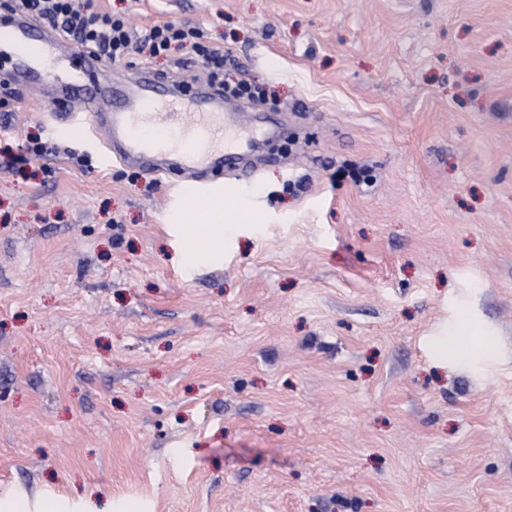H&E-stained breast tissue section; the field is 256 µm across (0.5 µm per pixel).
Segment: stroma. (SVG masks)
Returning a JSON list of instances; mask_svg holds the SVG:
<instances>
[{"mask_svg":"<svg viewBox=\"0 0 512 512\" xmlns=\"http://www.w3.org/2000/svg\"><path fill=\"white\" fill-rule=\"evenodd\" d=\"M102 2L263 89L218 180L262 220L190 256L174 180L13 86L5 139L52 150L0 156V512H512V0ZM44 152L45 145L38 140L27 142L26 154L13 153L12 147L9 144L0 147V153L8 157L10 166L28 164L32 159L40 157Z\"/></svg>","mask_w":512,"mask_h":512,"instance_id":"35a3bbf8","label":"stroma"}]
</instances>
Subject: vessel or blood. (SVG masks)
<instances>
[{
	"mask_svg": "<svg viewBox=\"0 0 512 512\" xmlns=\"http://www.w3.org/2000/svg\"><path fill=\"white\" fill-rule=\"evenodd\" d=\"M0 32L16 56L9 66L14 83L54 87L53 117L62 125L101 138L120 163L151 174H177L185 184L182 214L223 204L212 178L242 158L245 130L224 111V93L183 90L141 71L131 92L117 90L96 54L24 15L0 16Z\"/></svg>",
	"mask_w": 512,
	"mask_h": 512,
	"instance_id": "b4317fda",
	"label": "vessel or blood"
}]
</instances>
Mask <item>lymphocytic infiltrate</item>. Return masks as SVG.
Masks as SVG:
<instances>
[{
  "label": "lymphocytic infiltrate",
  "instance_id": "lymphocytic-infiltrate-1",
  "mask_svg": "<svg viewBox=\"0 0 512 512\" xmlns=\"http://www.w3.org/2000/svg\"><path fill=\"white\" fill-rule=\"evenodd\" d=\"M15 12L32 17L67 39L118 62L133 45L150 56L185 48L211 67L212 78L224 75V52L202 43L196 31L173 23L135 30L128 19L100 7L98 0H13Z\"/></svg>",
  "mask_w": 512,
  "mask_h": 512
}]
</instances>
